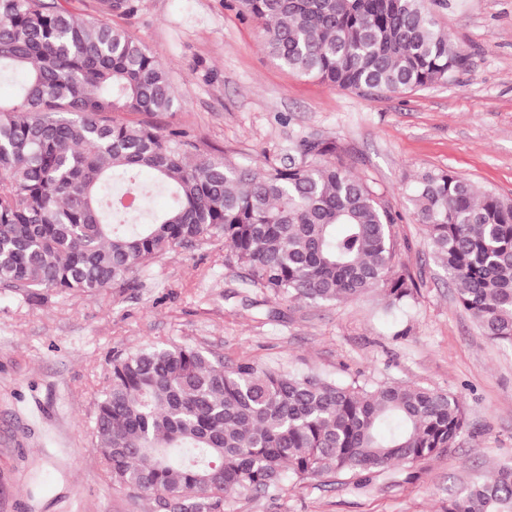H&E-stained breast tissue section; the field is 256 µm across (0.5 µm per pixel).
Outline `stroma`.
Masks as SVG:
<instances>
[{"mask_svg":"<svg viewBox=\"0 0 512 512\" xmlns=\"http://www.w3.org/2000/svg\"><path fill=\"white\" fill-rule=\"evenodd\" d=\"M234 0H139L113 24L156 54L180 106L157 116L202 150L263 166L303 137L333 139L341 159L398 214L395 263L418 294L386 310L379 294L331 306L240 284L216 250L176 249L139 285L32 306L0 291V512H150L112 489L88 434L113 347L188 341L232 361L361 382H415L463 402L451 448L357 478L287 483L275 498L231 499L230 512H445L449 498L512 463V348L482 335L456 302L413 214L409 184L449 169L512 199V0H447L439 27L467 57L453 81L367 97L288 71Z\"/></svg>","mask_w":512,"mask_h":512,"instance_id":"stroma-1","label":"stroma"}]
</instances>
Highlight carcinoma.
<instances>
[{
	"label": "carcinoma",
	"mask_w": 512,
	"mask_h": 512,
	"mask_svg": "<svg viewBox=\"0 0 512 512\" xmlns=\"http://www.w3.org/2000/svg\"><path fill=\"white\" fill-rule=\"evenodd\" d=\"M262 24L278 64L363 96L446 83L466 66L433 0H236ZM138 0H0V288L30 305L136 288L167 253L221 243L241 282L328 305L377 292L415 298L394 264L397 217L340 158L303 138L299 160L241 165L152 118L177 96L160 59L112 14ZM126 114L141 118L128 120ZM153 176V183L141 174ZM156 191L170 203L150 211ZM410 200L457 303L485 336L512 345V199L450 170H428ZM91 439L112 489L153 512H226L232 498L275 497L286 482L365 481L454 444L461 400L414 383L373 387L292 372L250 357L229 364L194 343L115 347ZM446 512H512V464L448 500Z\"/></svg>",
	"instance_id": "obj_1"
}]
</instances>
